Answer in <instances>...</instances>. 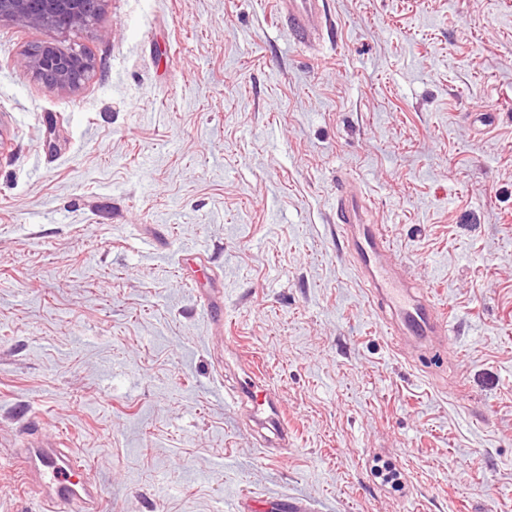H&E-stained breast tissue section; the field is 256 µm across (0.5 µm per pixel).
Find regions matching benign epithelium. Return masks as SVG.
<instances>
[{
  "label": "benign epithelium",
  "mask_w": 512,
  "mask_h": 512,
  "mask_svg": "<svg viewBox=\"0 0 512 512\" xmlns=\"http://www.w3.org/2000/svg\"><path fill=\"white\" fill-rule=\"evenodd\" d=\"M106 0H0V21H20L57 33L90 25ZM25 66L45 87L78 89L95 68L94 58L80 48L64 46L56 39L27 49Z\"/></svg>",
  "instance_id": "benign-epithelium-1"
}]
</instances>
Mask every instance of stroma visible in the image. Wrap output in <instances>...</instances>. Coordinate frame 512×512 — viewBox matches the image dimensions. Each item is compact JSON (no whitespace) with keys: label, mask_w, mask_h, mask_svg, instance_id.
<instances>
[{"label":"stroma","mask_w":512,"mask_h":512,"mask_svg":"<svg viewBox=\"0 0 512 512\" xmlns=\"http://www.w3.org/2000/svg\"><path fill=\"white\" fill-rule=\"evenodd\" d=\"M323 8L304 47L276 0H107L73 92L0 22V512L43 510L34 440L103 512H512V0ZM348 177L449 315L440 375L348 261ZM249 366H253L249 361ZM249 366L245 365L246 373L250 383L243 386L241 395L234 397L231 401L235 404L240 401H245L251 405L254 414L267 415L265 419L279 436L283 440V446L288 443V429L282 424L281 421V403L276 399L268 388L263 384H260L255 377H258Z\"/></svg>","instance_id":"1"}]
</instances>
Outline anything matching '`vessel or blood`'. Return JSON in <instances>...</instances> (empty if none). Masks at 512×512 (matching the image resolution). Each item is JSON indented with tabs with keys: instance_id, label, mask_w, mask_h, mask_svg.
<instances>
[{
	"instance_id": "b4317fda",
	"label": "vessel or blood",
	"mask_w": 512,
	"mask_h": 512,
	"mask_svg": "<svg viewBox=\"0 0 512 512\" xmlns=\"http://www.w3.org/2000/svg\"><path fill=\"white\" fill-rule=\"evenodd\" d=\"M289 30L299 42L312 35L311 19L320 0H280ZM366 198L349 187L336 194V215L350 263L369 288L377 308L389 320L393 344L408 340L429 344L428 362L448 353V326L434 299L420 292L398 272L391 259L393 245L379 225L368 219ZM254 414L266 416L280 439L288 430L281 421V403L258 381L247 383L240 395ZM25 475L36 474L52 488L44 496L45 512H90L94 492L81 459L70 448H28L18 455Z\"/></svg>"
}]
</instances>
